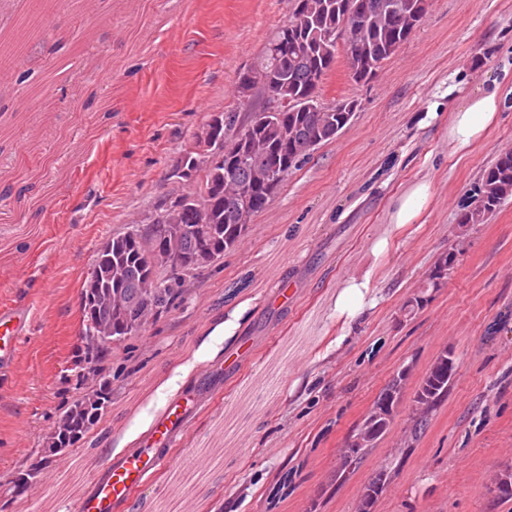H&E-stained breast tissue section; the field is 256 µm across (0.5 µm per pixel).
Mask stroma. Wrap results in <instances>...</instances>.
<instances>
[{"instance_id":"stroma-1","label":"stroma","mask_w":512,"mask_h":512,"mask_svg":"<svg viewBox=\"0 0 512 512\" xmlns=\"http://www.w3.org/2000/svg\"><path fill=\"white\" fill-rule=\"evenodd\" d=\"M290 14L291 0H70L23 49L27 82L0 71V181L38 186L25 206L0 203V306L33 313L0 381V512L73 500L130 436L148 435L184 365L179 394L213 396L131 512H357L384 469L375 512H512L489 490L512 469V203L466 236L457 229L483 171L512 149V0H432L366 83L338 45L320 95L356 100L350 125L289 172L223 264L113 344L107 412L79 444L46 449L91 383L81 290L99 247L182 193L172 165L211 114L245 111L237 75ZM62 27L77 47L60 42ZM491 92L495 123L451 156L450 113ZM421 182L429 205L397 226ZM454 244L445 287L402 317ZM445 350L456 360L448 399L410 441L414 391ZM405 367L390 431L337 484L342 444Z\"/></svg>"}]
</instances>
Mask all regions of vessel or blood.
I'll list each match as a JSON object with an SVG mask.
<instances>
[{"label": "vessel or blood", "mask_w": 512, "mask_h": 512, "mask_svg": "<svg viewBox=\"0 0 512 512\" xmlns=\"http://www.w3.org/2000/svg\"><path fill=\"white\" fill-rule=\"evenodd\" d=\"M32 326V313L26 305L0 306V378L11 373ZM191 408L188 396L172 398L142 446L128 449L97 472L76 497L73 512H124L137 488L167 468L168 450L175 447Z\"/></svg>", "instance_id": "1"}]
</instances>
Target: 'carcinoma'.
Wrapping results in <instances>:
<instances>
[{
  "mask_svg": "<svg viewBox=\"0 0 512 512\" xmlns=\"http://www.w3.org/2000/svg\"><path fill=\"white\" fill-rule=\"evenodd\" d=\"M390 5L405 15L421 16L416 21L419 25L429 13L431 0H292L289 19L271 35L260 54L285 85L280 95L287 97V104L272 111L264 105L258 112L220 114L212 141L194 142L172 166L170 177L187 184L188 190L163 206L152 223L133 225L114 234L105 241L109 250L98 249L94 263L99 271L88 275L82 287L87 363L95 368L105 367L112 343L134 335L127 327L130 318L138 313L147 323L158 319L182 297L187 279L197 278L206 269L223 263L224 254L239 245L249 221L267 208L288 171L310 156L303 144L312 140L318 147L330 143L351 123L353 114L349 112L334 107L309 112L304 104L320 103L319 87L336 64V36L345 16L353 12L357 16L354 80L372 79L396 55L415 27L380 20L378 14ZM236 87L256 89L266 95L264 83L249 70L238 75ZM241 190L252 200L245 217L237 206ZM510 202L512 155L504 154L484 170L477 193L463 204L458 227L484 224ZM166 218L172 224H202L208 229L203 241L187 233L176 243L182 261L178 271L157 268L150 260L152 252L164 244L154 235L153 226ZM452 268L446 258L435 261L423 281L424 289L412 297L415 306L411 313L422 308L426 289L435 287V280L445 285ZM451 381L444 351L418 385L416 395L424 399L427 408L416 415L414 433H422L429 417L448 400ZM111 404L112 391L106 383L86 393L59 419L55 434L61 439L54 447L68 448L80 442ZM391 427L390 421L364 417L351 433L360 437L359 448L354 457L340 459L336 481L344 482ZM387 480L388 474L381 471L365 486L366 496L361 501L366 508L375 505Z\"/></svg>",
  "mask_w": 512,
  "mask_h": 512,
  "instance_id": "cac0c4a2",
  "label": "carcinoma"
}]
</instances>
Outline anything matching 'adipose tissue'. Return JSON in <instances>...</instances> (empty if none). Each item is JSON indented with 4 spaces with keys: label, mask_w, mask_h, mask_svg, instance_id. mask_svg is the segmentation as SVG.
<instances>
[{
    "label": "adipose tissue",
    "mask_w": 512,
    "mask_h": 512,
    "mask_svg": "<svg viewBox=\"0 0 512 512\" xmlns=\"http://www.w3.org/2000/svg\"><path fill=\"white\" fill-rule=\"evenodd\" d=\"M498 110L499 99L490 93L471 99L465 108L452 113L448 121V139L453 154L467 155L493 125Z\"/></svg>",
    "instance_id": "adipose-tissue-1"
}]
</instances>
